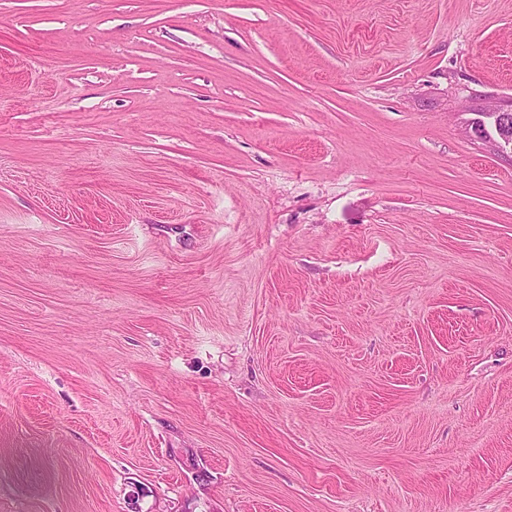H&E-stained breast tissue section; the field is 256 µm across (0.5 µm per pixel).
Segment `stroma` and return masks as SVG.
<instances>
[{
    "instance_id": "1",
    "label": "stroma",
    "mask_w": 512,
    "mask_h": 512,
    "mask_svg": "<svg viewBox=\"0 0 512 512\" xmlns=\"http://www.w3.org/2000/svg\"><path fill=\"white\" fill-rule=\"evenodd\" d=\"M512 0H0V512H512ZM493 121L496 132L498 133V148L502 153L509 149L512 154V103L510 108L499 106L495 110L486 114Z\"/></svg>"
}]
</instances>
